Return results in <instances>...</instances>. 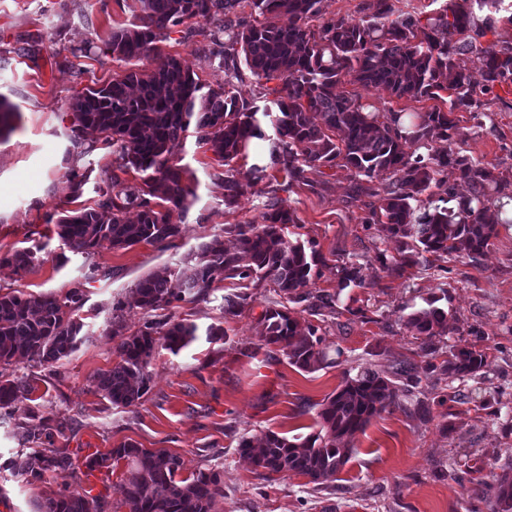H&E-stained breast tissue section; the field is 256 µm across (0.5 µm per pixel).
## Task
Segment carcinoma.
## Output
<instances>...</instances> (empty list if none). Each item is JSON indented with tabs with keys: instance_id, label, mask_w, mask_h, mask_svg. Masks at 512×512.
Listing matches in <instances>:
<instances>
[{
	"instance_id": "obj_1",
	"label": "carcinoma",
	"mask_w": 512,
	"mask_h": 512,
	"mask_svg": "<svg viewBox=\"0 0 512 512\" xmlns=\"http://www.w3.org/2000/svg\"><path fill=\"white\" fill-rule=\"evenodd\" d=\"M141 14L130 27L112 31L100 44L87 42L72 50L76 59L92 53L126 64L148 58L168 31L193 20H205L213 29L211 42L219 46V67L227 80L205 86L181 61L169 57L151 70H131L98 88L77 93L72 103V123L67 137L79 155L96 146L83 147V133L93 129L97 143L111 151L112 170L101 172L95 187L98 199L90 207L59 213L56 233L68 248L89 259L100 241L122 250L139 243L169 244L180 235L194 190L189 170L174 157L173 149L194 130L198 141L211 145L224 170V207L232 209L247 187L270 179L267 166L256 163L252 180L242 183L231 163L246 157L251 141L263 139L261 119L272 117L278 139L271 160L288 173L289 182H306L305 173L323 169L351 172L352 194L366 196L361 223L400 242L399 257H378L390 275L418 263L427 253L441 257L465 253L482 255L498 235L496 215L488 203L511 184L497 166L453 149L459 119L464 111L477 117L478 94L495 86L512 85V47L477 46V38L496 28L503 0H474L487 9L477 23L473 9L460 3L443 6L426 20L412 13L395 14L389 0H371L368 18L357 23L344 19L323 20V0H251L257 16L247 21L237 15L241 0H138ZM288 24H280V18ZM259 81L279 80L271 88L269 106L261 109L241 101L233 93L228 76L238 77V57ZM477 55L484 84L477 90L461 65L463 57ZM349 81L363 88L383 87L398 99L438 100L427 112H415L410 127L402 126L404 113L369 110L355 96L337 91ZM17 108L0 95V134L12 128ZM427 154L409 152L407 145ZM133 172L131 184L121 175ZM93 168L70 170L66 177L73 198L83 194ZM387 178L375 186L372 178ZM470 187V195L456 193V182ZM138 210L131 223L126 214ZM294 213L275 203L267 208L261 224H230L228 248L219 236L203 244L178 273L148 274L133 287L130 300L117 301L112 315V337L120 338L114 354L118 361L95 378L96 390L116 407L136 405L148 390V367L158 348L179 352L196 338V325L179 320L169 310L194 293L206 297L214 284L228 281L237 291L224 295V317H236L253 302L241 291L245 282L257 288L268 282L281 301L262 310L258 318L260 344L266 351L278 347L288 363L313 371L327 361L320 348L321 327L291 314L287 303L303 305L311 316L336 313L338 292L364 285L361 267L349 261L338 265L337 288L332 293L306 290L320 276L325 258L318 243L292 239L288 225ZM0 263L17 273H29L38 265L36 253L19 248L0 255ZM83 289L75 287L64 298L52 294H26L17 290L0 293V411L9 414L15 402L35 387L8 370L32 357L49 365L73 353L83 323L75 314L83 303ZM135 306L154 317L134 334H122L118 311ZM165 314L160 315L158 311ZM404 326L420 339V349L435 355L434 341L448 335V311L429 306L409 313ZM481 350L448 346V357L429 362L425 374L453 383L475 379L483 370ZM422 378L408 361L396 365L388 377L373 369L351 375L346 371L336 391L317 414L315 429L302 440L291 441L274 431L242 436L238 450L262 469L258 476L294 473L323 484L349 462L354 448L350 439L364 431L372 419L401 407L400 392L413 400V409L424 416L426 402L415 398ZM66 419L46 417L27 435L29 452L5 460L0 468L31 484L58 470L79 469L66 448H53V437L63 433ZM125 462L120 484V505L128 512H212L224 497L220 473L198 468L181 476L184 461L165 448H142L127 441L106 453L84 460L88 469L110 470ZM495 483L481 490L490 512H512V459L501 466ZM98 504L99 512H112V503L65 488L40 505V512H86V504Z\"/></svg>"
}]
</instances>
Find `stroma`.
Here are the masks:
<instances>
[{
    "label": "stroma",
    "instance_id": "35a3bbf8",
    "mask_svg": "<svg viewBox=\"0 0 512 512\" xmlns=\"http://www.w3.org/2000/svg\"><path fill=\"white\" fill-rule=\"evenodd\" d=\"M139 13L137 0H0V95L19 112L15 130L0 138V254L34 246L40 258L39 267L23 275L0 265V290L61 298L79 285L84 292L77 349L48 368L29 362L17 367V376L32 379L35 390L0 419V456L25 449L27 429L56 414L68 425L55 445L78 459L132 441L180 455L187 471H219L224 496L212 512H488L474 482L456 483L448 473L472 470L489 483L512 458V223L499 225L479 260L453 254L444 273L420 264L389 277L377 255L395 257L400 244L362 224L366 199L350 196L349 171L311 172L306 183L294 185L280 171L274 183L247 189L228 211L224 169L210 145L191 135L174 152L189 168L196 196L170 245L119 250L105 240L88 260L54 233L49 214L71 201L90 206L97 198L90 186L73 198L67 172L112 163L104 150L79 156L69 141L74 94L132 69L155 68L171 56L203 84L224 78L205 35L210 25L203 21L193 34L182 26L171 29L158 55L139 62L93 55L74 63L73 47L131 26ZM481 103L478 118L462 115L455 149L497 164L512 181V87H495ZM276 200L294 210L301 239L316 240L327 259L317 288L336 289L342 262L363 267L364 287L339 291L336 315L321 324L328 364L306 372L281 353L258 350L257 320L277 298L271 286L256 288L251 308L230 320L219 287L206 299L180 302L175 314L196 325L195 340L176 353L157 350L147 395L130 407L112 406L94 381L117 361L107 335L113 304L125 301L122 324L126 333L136 332L146 313L127 300L142 276L182 270L202 242L223 234L228 224L261 223L267 204ZM94 265L101 270L95 277ZM432 300L448 311L450 333L442 344H474L486 353L483 376L467 382L465 400L453 399L447 381L423 382L429 418L398 408L382 413L355 435L354 454L335 482L317 485L300 475L259 479L251 461L237 452L239 437L267 430L306 436L344 372L371 367L389 373L406 357L423 364L419 342L403 320ZM213 325L224 326L226 337L208 336ZM85 483L70 471L30 485L0 472V512H37L39 501Z\"/></svg>",
    "mask_w": 512,
    "mask_h": 512
}]
</instances>
